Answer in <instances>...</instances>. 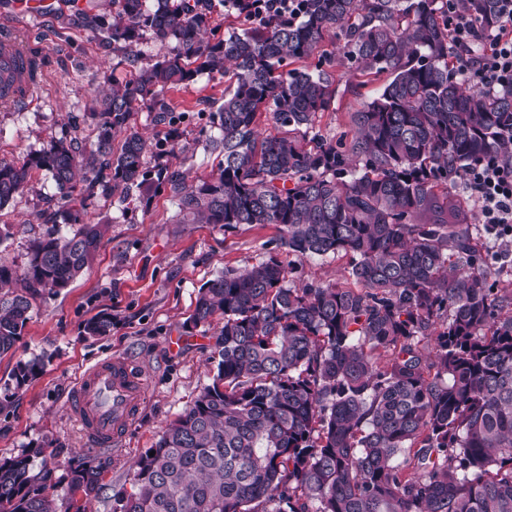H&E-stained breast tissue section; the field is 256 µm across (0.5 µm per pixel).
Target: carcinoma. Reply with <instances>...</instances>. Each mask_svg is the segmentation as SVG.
<instances>
[{
	"label": "carcinoma",
	"mask_w": 512,
	"mask_h": 512,
	"mask_svg": "<svg viewBox=\"0 0 512 512\" xmlns=\"http://www.w3.org/2000/svg\"><path fill=\"white\" fill-rule=\"evenodd\" d=\"M222 2L241 28L219 37L212 0H112L97 34L137 77L107 82L89 145L62 138L0 161V211L35 173L58 190L35 214L46 230L25 267L0 259V288L16 285L0 297V356L102 243L108 225L75 202L134 189L147 211L166 192L180 224L272 225L278 237L199 289L184 329L223 320L216 373L135 461L113 512H512V292L489 287V229L471 232L454 191L467 168L504 154L512 85L479 90L451 68L448 0H300L295 18L264 0ZM460 2L495 30L499 0ZM149 41L166 53L144 64ZM338 53L377 88L336 140L310 130L331 111ZM203 73L231 83L209 104L217 173L190 184L172 162L186 113L167 92ZM142 110L165 129L151 163ZM263 113L278 135L261 136ZM282 249L350 254V281L290 286ZM111 330L106 314L84 326ZM42 368L18 360L14 387ZM45 453L0 462V512H57L47 462L34 464ZM103 469L69 461L74 512L97 497Z\"/></svg>",
	"instance_id": "obj_1"
}]
</instances>
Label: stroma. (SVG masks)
I'll use <instances>...</instances> for the list:
<instances>
[{
	"mask_svg": "<svg viewBox=\"0 0 512 512\" xmlns=\"http://www.w3.org/2000/svg\"><path fill=\"white\" fill-rule=\"evenodd\" d=\"M19 6L20 0H0V15H15L20 37L41 52L44 63L30 102L0 105V160L8 162L22 160L58 138L87 135L84 119L99 95L95 75L124 83L136 74L135 67L113 55L111 46L94 33L97 18L111 15L112 0H56L40 19L18 16ZM348 78L347 66L338 67L335 109L317 119L319 134L339 137L349 126L351 112L373 94L370 85L351 89ZM224 87L221 75L204 74L168 93L177 109L194 113L182 127V142L191 155L182 166L188 181L209 177L217 169L218 160L201 134L208 115L200 105L221 98ZM55 192L50 177L37 173L16 203L0 211V225H9L11 232L0 242V258L18 268L25 265L30 241L44 230L32 217ZM88 212L91 221L108 226L90 269L68 288L38 300L15 352L0 357V388L10 383L18 360L44 359L41 374L0 411V459L51 444L59 512H65L68 502L67 460L91 450L66 405L80 375L100 359L121 354L147 379L144 403L128 436L118 447L96 451L105 471L91 512H111L114 496L131 489L134 461L211 380L215 326L197 328L194 341L179 349L169 346L172 337L182 335L200 287L224 268L256 263L265 254V243L277 236L270 225L227 229L176 223L177 205L165 193L147 210L131 196L94 200ZM283 260L293 264L289 280L299 287L312 281L345 283L352 265L351 256L343 254L304 259L287 254ZM100 313L111 314V331L85 335V323Z\"/></svg>",
	"mask_w": 512,
	"mask_h": 512,
	"instance_id": "1",
	"label": "stroma"
}]
</instances>
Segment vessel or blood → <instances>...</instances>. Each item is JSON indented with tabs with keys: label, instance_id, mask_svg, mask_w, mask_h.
<instances>
[{
	"label": "vessel or blood",
	"instance_id": "b4317fda",
	"mask_svg": "<svg viewBox=\"0 0 512 512\" xmlns=\"http://www.w3.org/2000/svg\"><path fill=\"white\" fill-rule=\"evenodd\" d=\"M27 52L15 25L0 24V98L19 103L31 97L21 71ZM146 393V382L129 358L112 355L88 368L67 401L85 440L108 448L123 441Z\"/></svg>",
	"mask_w": 512,
	"mask_h": 512
}]
</instances>
